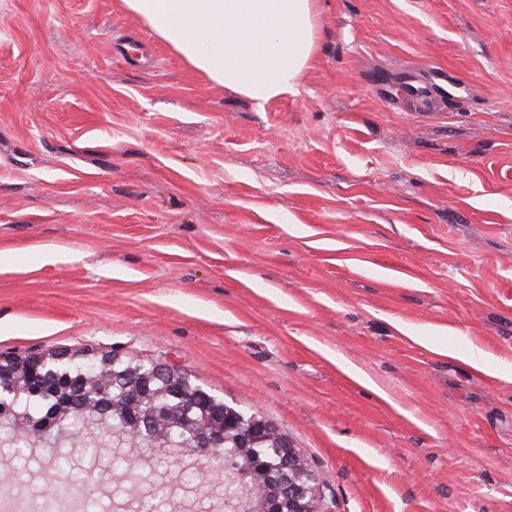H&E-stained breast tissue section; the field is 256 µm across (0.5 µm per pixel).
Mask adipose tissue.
<instances>
[{
	"label": "adipose tissue",
	"mask_w": 512,
	"mask_h": 512,
	"mask_svg": "<svg viewBox=\"0 0 512 512\" xmlns=\"http://www.w3.org/2000/svg\"><path fill=\"white\" fill-rule=\"evenodd\" d=\"M192 68L256 106L297 93L322 0H122Z\"/></svg>",
	"instance_id": "ef3b65f1"
}]
</instances>
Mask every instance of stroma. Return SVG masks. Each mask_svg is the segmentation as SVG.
I'll return each instance as SVG.
<instances>
[{
  "label": "stroma",
  "mask_w": 512,
  "mask_h": 512,
  "mask_svg": "<svg viewBox=\"0 0 512 512\" xmlns=\"http://www.w3.org/2000/svg\"><path fill=\"white\" fill-rule=\"evenodd\" d=\"M54 350L180 366L328 512H512V0H323L260 109L121 0H0V354ZM193 464L141 458L222 512Z\"/></svg>",
  "instance_id": "1"
}]
</instances>
